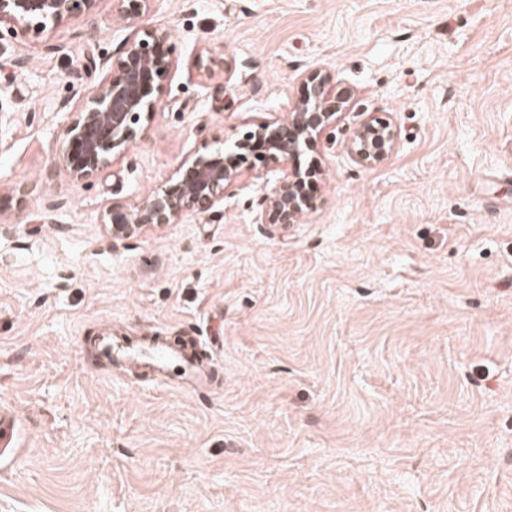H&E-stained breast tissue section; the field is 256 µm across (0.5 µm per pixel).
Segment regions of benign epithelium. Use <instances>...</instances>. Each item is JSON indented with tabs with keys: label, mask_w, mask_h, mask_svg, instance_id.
Segmentation results:
<instances>
[{
	"label": "benign epithelium",
	"mask_w": 512,
	"mask_h": 512,
	"mask_svg": "<svg viewBox=\"0 0 512 512\" xmlns=\"http://www.w3.org/2000/svg\"><path fill=\"white\" fill-rule=\"evenodd\" d=\"M130 29L118 56L102 62L105 76L86 85L79 105L70 110L56 166L76 182L90 183L122 158L147 132L145 122L161 106L165 83L176 59L171 29L144 23L153 0H114ZM97 0H0V29L21 40L30 30L53 33L93 14ZM354 91L335 73L311 69L302 94L286 118H265L249 125L233 150H196L173 174L134 207L114 202L103 212L112 238L122 240L148 227L177 224L189 214H205L224 202L243 170L259 167L262 182L256 224L297 223L315 206L308 183L313 169L299 157L336 126L350 108ZM399 129L394 122L367 116L347 150L358 164L384 166L395 153Z\"/></svg>",
	"instance_id": "obj_1"
}]
</instances>
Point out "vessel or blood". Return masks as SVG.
Here are the masks:
<instances>
[{"label": "vessel or blood", "instance_id": "b4317fda", "mask_svg": "<svg viewBox=\"0 0 512 512\" xmlns=\"http://www.w3.org/2000/svg\"><path fill=\"white\" fill-rule=\"evenodd\" d=\"M101 348L105 354H113L132 365L150 364L153 369L173 376L180 383L195 390L208 388L207 368L186 349L172 345L146 344L131 348L122 342L103 339ZM19 431L14 420L0 412V460L14 459L17 452Z\"/></svg>", "mask_w": 512, "mask_h": 512}]
</instances>
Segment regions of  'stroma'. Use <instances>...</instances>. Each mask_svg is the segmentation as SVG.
Returning <instances> with one entry per match:
<instances>
[{
    "instance_id": "35a3bbf8",
    "label": "stroma",
    "mask_w": 512,
    "mask_h": 512,
    "mask_svg": "<svg viewBox=\"0 0 512 512\" xmlns=\"http://www.w3.org/2000/svg\"><path fill=\"white\" fill-rule=\"evenodd\" d=\"M178 67L148 135L93 183L55 166L74 66L112 0L0 40V406L23 433L0 512H512V0H154ZM223 60L210 81L198 56ZM354 90L297 224L213 212L113 239L203 146L286 115L307 71ZM392 120L389 163L345 144ZM186 338L205 392L99 356Z\"/></svg>"
}]
</instances>
